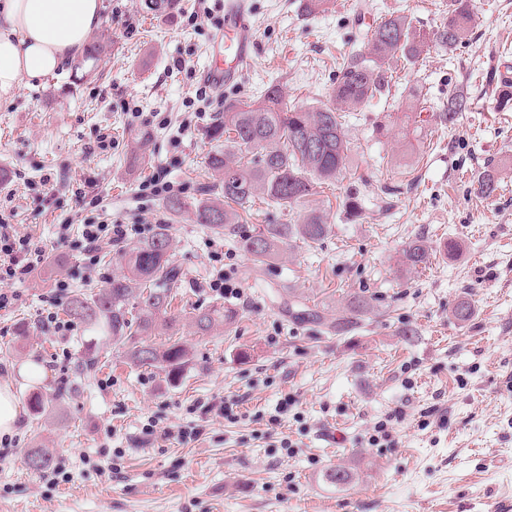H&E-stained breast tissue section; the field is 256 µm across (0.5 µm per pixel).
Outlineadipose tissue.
<instances>
[{"label": "adipose tissue", "mask_w": 512, "mask_h": 512, "mask_svg": "<svg viewBox=\"0 0 512 512\" xmlns=\"http://www.w3.org/2000/svg\"><path fill=\"white\" fill-rule=\"evenodd\" d=\"M103 9V0H0V105L79 64Z\"/></svg>", "instance_id": "1"}]
</instances>
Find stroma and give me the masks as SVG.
<instances>
[{
    "instance_id": "obj_1",
    "label": "stroma",
    "mask_w": 512,
    "mask_h": 512,
    "mask_svg": "<svg viewBox=\"0 0 512 512\" xmlns=\"http://www.w3.org/2000/svg\"><path fill=\"white\" fill-rule=\"evenodd\" d=\"M358 1L307 16L300 0H252L255 55L218 95L250 100L273 83L289 104L321 106L363 22L404 14L428 32L445 15L446 0H366L362 17ZM223 3L206 4L216 21ZM181 4L165 17L141 0H104L92 38L107 40L106 50L0 106V225L46 251L30 278L0 285L14 296L0 309V383L21 402L36 389L78 387L40 417L21 411L16 430L0 435V512H512V110H499L491 92L512 62V0H475L465 46L396 69L387 102L346 117L344 178L308 204L249 217L251 231L299 224L314 210L329 226L320 246L290 243L261 269L236 237L172 216L139 191L163 169L198 195L217 147L207 135L215 112L196 92L219 28L194 23L200 0ZM418 88L436 104L458 89L469 109L451 128L427 111L378 134L384 111H402ZM186 119L190 134L173 140L171 126ZM103 134L112 140L104 151ZM492 162L499 188L486 199L477 176ZM80 190L100 205L78 208ZM353 193L362 202L355 217L344 205ZM116 219L147 234L169 227L183 273L171 311L190 358L177 382L135 366L108 337L43 325L61 310L58 279L91 292L139 244L103 245L106 261L90 273L72 241L59 243L60 225L73 240L85 221ZM415 240L429 260L411 267L402 253ZM214 251L241 298L208 289ZM350 293L372 307L339 332ZM461 300L473 311L465 322L452 313ZM216 304L236 311L235 322L195 334L188 313ZM306 309L318 321L301 319ZM90 344L108 359L78 374ZM30 362L40 378L21 377ZM287 396L294 404L278 414ZM223 402L233 418L216 412ZM383 419L394 442L370 446ZM191 429L196 438L182 440ZM33 448L49 451L47 474L27 467ZM338 464L353 478L336 487L323 474Z\"/></svg>"
}]
</instances>
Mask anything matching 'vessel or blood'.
I'll list each match as a JSON object with an SVG mask.
<instances>
[{
  "mask_svg": "<svg viewBox=\"0 0 512 512\" xmlns=\"http://www.w3.org/2000/svg\"><path fill=\"white\" fill-rule=\"evenodd\" d=\"M249 0H224V22L209 50L204 79L213 86H231L250 65L255 48Z\"/></svg>",
  "mask_w": 512,
  "mask_h": 512,
  "instance_id": "1",
  "label": "vessel or blood"
}]
</instances>
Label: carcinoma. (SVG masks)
I'll return each mask as SVG.
<instances>
[{
    "mask_svg": "<svg viewBox=\"0 0 512 512\" xmlns=\"http://www.w3.org/2000/svg\"><path fill=\"white\" fill-rule=\"evenodd\" d=\"M475 22L474 0H448V17L436 29L422 32L403 15L383 18L369 28L361 46L344 61L334 83L328 105L290 107L276 85L264 89L253 101L229 99L207 135L224 141V149L207 157L211 181L196 197L173 196L165 201L174 216L190 214L195 223L216 231L238 235L241 249L261 268L270 264L293 239L305 244L319 243L328 232L322 216L312 211L301 224H265L253 233L239 232L243 215L255 201L284 209L307 202L319 185H330L345 168L349 151L342 131L343 113L381 98L389 92L392 64L415 65L432 48L450 52L467 44ZM467 110V97L448 92V101L435 113L440 123L451 127ZM479 192L493 196L498 184L494 171L478 178ZM427 256L418 241L403 251L407 264L417 266ZM122 273L104 282L99 292H77L63 305L64 313L76 324L99 329L120 346L131 345L140 367L156 369L170 382L176 381L187 364L188 351L177 339L155 345L137 340L157 330L173 328L176 318L168 312L180 269L174 261L172 243L165 225L142 244L121 255ZM367 303L357 295L347 300L346 315L336 328L348 330L357 324ZM235 311L212 306L190 316L196 332L205 336L231 323ZM72 387L61 385L48 396L34 391L28 396L33 415L71 395ZM27 465L45 469L50 456L42 448L31 449ZM323 478L331 485H345L351 475L340 465L328 468Z\"/></svg>",
    "mask_w": 512,
    "mask_h": 512,
    "instance_id": "cac0c4a2",
    "label": "carcinoma"
}]
</instances>
